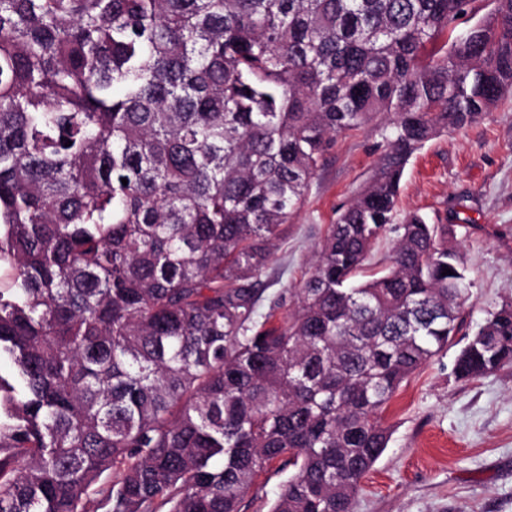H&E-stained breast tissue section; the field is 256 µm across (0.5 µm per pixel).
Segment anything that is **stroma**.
<instances>
[{"label": "stroma", "instance_id": "obj_1", "mask_svg": "<svg viewBox=\"0 0 512 512\" xmlns=\"http://www.w3.org/2000/svg\"><path fill=\"white\" fill-rule=\"evenodd\" d=\"M384 153L373 127L337 136L261 275L263 300L300 287L337 210ZM399 210L454 225L473 296L456 346L412 375L382 413L392 437L355 512H512V367L471 380L454 373L460 344L512 293V94L411 156Z\"/></svg>", "mask_w": 512, "mask_h": 512}]
</instances>
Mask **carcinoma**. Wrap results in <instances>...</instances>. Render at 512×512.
Listing matches in <instances>:
<instances>
[{
  "instance_id": "obj_1",
  "label": "carcinoma",
  "mask_w": 512,
  "mask_h": 512,
  "mask_svg": "<svg viewBox=\"0 0 512 512\" xmlns=\"http://www.w3.org/2000/svg\"><path fill=\"white\" fill-rule=\"evenodd\" d=\"M493 2L459 34L474 0H0V512H244L275 464L268 512H355L471 296L448 225L397 208L409 158L512 91ZM374 122L383 162L259 311L320 161ZM510 366L512 294L455 373ZM395 236V233L387 232L376 242L372 250L370 265L366 266V269L358 276L359 280L368 279V275L380 270L385 265L390 242Z\"/></svg>"
}]
</instances>
